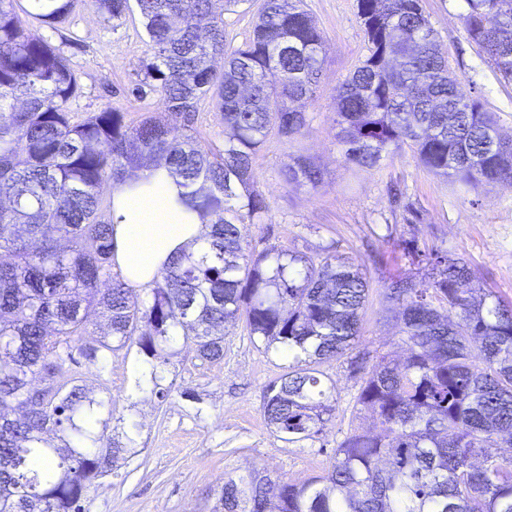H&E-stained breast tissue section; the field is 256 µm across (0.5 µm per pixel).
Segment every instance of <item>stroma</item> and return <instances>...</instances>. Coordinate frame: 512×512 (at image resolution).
<instances>
[{
  "label": "stroma",
  "mask_w": 512,
  "mask_h": 512,
  "mask_svg": "<svg viewBox=\"0 0 512 512\" xmlns=\"http://www.w3.org/2000/svg\"><path fill=\"white\" fill-rule=\"evenodd\" d=\"M448 68L471 95L493 112L503 134L512 135V81L501 78L488 57L472 43L461 16L465 0H423ZM325 38L320 87L306 106L309 124L295 139L271 137L253 162L254 184L269 208L262 223L244 224L250 246H288L300 251L330 250L352 261L364 260L368 246L389 258L387 267L368 268L371 290L362 317L359 348L404 360L406 352L392 322L386 319L384 281L405 269L386 234L416 240L419 247L439 248L466 260L476 283L512 300V185L490 184L464 192L420 166L409 148L386 155L377 168L346 163L334 139L336 89L367 54L356 0H304ZM38 33L59 48L80 75L82 94L70 105L75 118L112 109L127 121L157 111L158 97L137 98L132 88L144 78L148 53L138 13L109 20L93 0H78L58 29ZM304 155L320 163L325 178L318 187L286 183L281 169L290 157ZM402 197L392 203L390 187ZM286 364L251 342L243 325L229 329L224 358L203 363L187 354L175 358L168 375L173 386L165 400L147 398L133 388V362L115 354L106 374L81 366L90 387L108 388L116 422L138 421L137 452L87 493L84 512H205L207 495L228 472L267 470L295 481L322 474L337 442L370 427L367 413L357 412L358 385L345 364L324 370L336 382V411L321 443L286 446L266 427L262 403L265 387ZM196 401H188L187 393Z\"/></svg>",
  "instance_id": "35a3bbf8"
}]
</instances>
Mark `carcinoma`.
Listing matches in <instances>:
<instances>
[{
  "mask_svg": "<svg viewBox=\"0 0 512 512\" xmlns=\"http://www.w3.org/2000/svg\"><path fill=\"white\" fill-rule=\"evenodd\" d=\"M219 2L241 0H136L149 60L132 94L157 93L160 111L128 123L111 110L75 119L77 73L26 26L57 29L75 0H0V512H83L90 486L135 454L141 425L114 439L112 396L87 387L77 367L102 374L112 355L132 353L135 389L164 399L172 359L185 350L224 359L226 329L240 320L264 352L288 353L263 397L277 438L319 439L336 410V383L321 366L339 360L359 376L355 406L374 429L339 442L322 476L225 474L210 512H512V456L497 452L512 448V302L477 294L464 260L399 239L428 282L386 279L407 357L372 364L358 350L366 263L243 244L240 225L262 223L268 209L253 160L270 136L306 129L325 40L301 0H262L252 35L229 51ZM94 3L109 19L131 11L130 0ZM465 3L468 38L512 80V0ZM357 10L369 47L336 89L344 160L370 170L406 145L458 185L512 183V136L452 76L421 0H357ZM205 99L221 113L222 150L194 131ZM166 112L182 115L183 129ZM151 164L182 179L207 224L202 253L172 258L138 302L112 270L102 188ZM282 175L315 188L324 172L297 156ZM93 310L105 323L84 341Z\"/></svg>",
  "mask_w": 512,
  "mask_h": 512,
  "instance_id": "cac0c4a2",
  "label": "carcinoma"
}]
</instances>
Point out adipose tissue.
Listing matches in <instances>:
<instances>
[{"instance_id":"obj_1","label":"adipose tissue","mask_w":512,"mask_h":512,"mask_svg":"<svg viewBox=\"0 0 512 512\" xmlns=\"http://www.w3.org/2000/svg\"><path fill=\"white\" fill-rule=\"evenodd\" d=\"M185 189L166 168L113 185V264L129 287H148L171 256L199 248L202 219L187 209Z\"/></svg>"}]
</instances>
